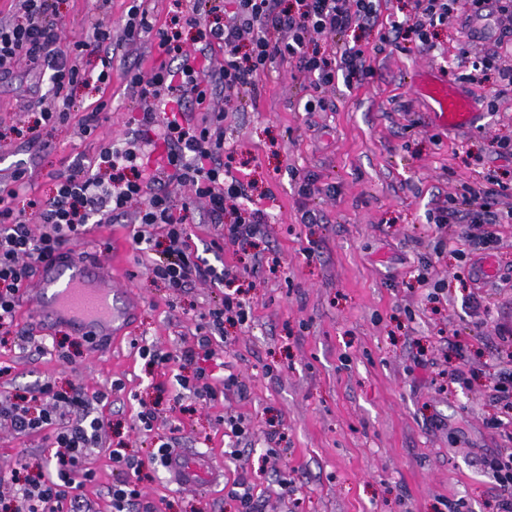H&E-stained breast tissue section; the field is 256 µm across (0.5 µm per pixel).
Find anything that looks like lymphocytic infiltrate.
I'll return each instance as SVG.
<instances>
[{"mask_svg":"<svg viewBox=\"0 0 512 512\" xmlns=\"http://www.w3.org/2000/svg\"><path fill=\"white\" fill-rule=\"evenodd\" d=\"M55 0H13V16L0 21V75H8L18 63L31 69L49 70V79L64 106H71V90L87 83L88 76L77 61L56 57L59 20ZM452 0H414V13L406 26H392L387 41H395L402 28H409L422 45H429L431 31L443 24ZM377 0H198L190 14L173 16L170 25H158L148 11L131 7L123 33L125 40L156 41L176 66L143 68L128 65L126 87L138 103L140 123L154 125L151 107L166 95L170 114L163 141L165 164L152 166L129 149L110 148L98 156L109 178L77 167L55 178L52 196L46 199L25 194V169H15L0 185V332L14 325L22 287L33 267L51 259H66L65 245L81 234L91 220L118 224L129 215L131 202H139L134 215V248L149 259V270L168 288L181 291L198 281L227 284L231 270H217L208 259L191 251L185 213L191 202L205 201L210 223L223 229L216 252L245 244L254 238L262 213L238 207L245 194L243 183L231 173L224 158V118L243 96L258 92V79L275 61L292 64L310 79L312 94L305 104L312 112L323 107V95L336 81L346 86L361 83L371 75L365 51L345 47L340 57L319 52L317 38L335 35L373 22ZM196 30L197 44L185 48L181 28ZM224 48L220 68L208 65L213 45ZM224 93L222 108L212 110L196 125H189L188 97L205 99L210 88ZM187 187L190 202L176 203L168 190L170 182ZM39 232H32V222ZM437 229L464 225L457 238L476 250H489L495 238L490 224L512 223V182L486 175L468 187L458 204L439 209ZM163 225V237L153 229ZM104 392L90 393L82 386L60 390L44 381L33 395L20 401L0 402V418L27 435L48 432L54 449L36 478L16 484L17 512H82L80 490L97 478L88 466L89 449L98 447L105 430L101 418L92 416L93 404L103 402ZM113 472L120 478L110 489L113 512H130L140 496L136 482L125 478L132 463L121 449L109 452Z\"/></svg>","mask_w":512,"mask_h":512,"instance_id":"f902f5d3","label":"lymphocytic infiltrate"}]
</instances>
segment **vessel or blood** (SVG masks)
I'll return each instance as SVG.
<instances>
[{"instance_id": "vessel-or-blood-1", "label": "vessel or blood", "mask_w": 512, "mask_h": 512, "mask_svg": "<svg viewBox=\"0 0 512 512\" xmlns=\"http://www.w3.org/2000/svg\"><path fill=\"white\" fill-rule=\"evenodd\" d=\"M419 94L436 125L467 127L481 117L477 103L444 78L433 76L421 81ZM29 302L36 324H69L78 334L91 338L97 348L105 337L120 336L125 320L135 311L134 306L125 304L123 291L113 289L101 265L79 253L63 262L42 264ZM167 468L183 488L206 486L213 475V463L203 453L171 452Z\"/></svg>"}]
</instances>
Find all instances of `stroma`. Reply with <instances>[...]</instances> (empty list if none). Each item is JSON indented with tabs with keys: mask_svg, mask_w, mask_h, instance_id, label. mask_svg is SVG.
Instances as JSON below:
<instances>
[{
	"mask_svg": "<svg viewBox=\"0 0 512 512\" xmlns=\"http://www.w3.org/2000/svg\"><path fill=\"white\" fill-rule=\"evenodd\" d=\"M131 4L111 0L103 10L97 0H58L61 52L71 54L96 20L120 38ZM413 5L381 0L373 24L320 38L330 54L358 43L373 67L361 84L327 89L324 110L305 111L308 79L275 62L260 78L259 96L224 121L232 173L247 186V206L264 214L251 243L223 253L249 318L213 337L205 362L216 379L236 374L238 388L207 403H174L180 356L198 351L196 329L224 291L208 282L166 288L133 250L132 224H96L68 243L112 266L113 285L138 301L109 349L95 350L65 325L40 335L18 308L14 343L0 347V364L11 368L0 376V397L43 380L109 395L95 409L106 445L90 457L97 480L83 491L85 512H110L116 476L108 448L122 446L139 461L160 441L213 453L224 478L183 489L164 467H143L131 512H242L231 494L238 482L250 487L254 512H492L497 486L483 458L512 446L489 424L500 371L495 328L512 327V224L496 226L498 273L483 282L474 273L481 252L464 263L455 246L436 249L429 217L487 173L512 175V154L499 155L496 146L512 141V89L492 76L469 79L471 59L495 53L509 67L512 55L472 42L459 8L436 27L434 49L410 37L382 45V33L409 19ZM163 60L153 42L124 45L111 84L77 86L65 120L40 128L41 145L13 135L0 140V178L24 166L30 195L46 197L55 173L93 166L103 143L134 135L128 121L138 104L126 89V65ZM426 69L477 102L497 95L496 109L472 127L442 129L418 94ZM103 97L108 105L95 132L82 135L88 107ZM61 107L48 78L27 65L0 78L2 128L34 125L42 109ZM295 171L315 174L319 193L300 199ZM306 208L317 223L302 222ZM308 247L316 251L310 260ZM424 266L425 285L417 280ZM435 282L441 291L432 301ZM143 346L169 362L146 363ZM451 368L462 369L467 384L450 383L444 372ZM116 380L123 387L115 392ZM149 408L156 419L145 432L138 414ZM229 416L242 418L247 434L226 436ZM49 453L42 435L17 434L0 420V472L44 463ZM285 476L293 481L286 490Z\"/></svg>",
	"mask_w": 512,
	"mask_h": 512,
	"instance_id": "obj_1",
	"label": "stroma"
}]
</instances>
